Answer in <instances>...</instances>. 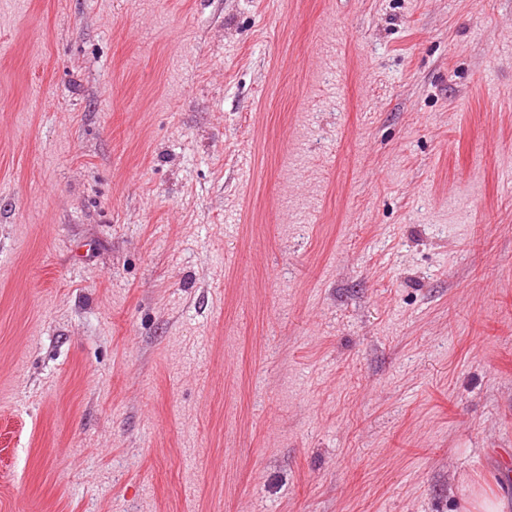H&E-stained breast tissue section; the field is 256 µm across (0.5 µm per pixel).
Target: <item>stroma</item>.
Listing matches in <instances>:
<instances>
[{
  "mask_svg": "<svg viewBox=\"0 0 512 512\" xmlns=\"http://www.w3.org/2000/svg\"><path fill=\"white\" fill-rule=\"evenodd\" d=\"M510 474L512 0H0V512Z\"/></svg>",
  "mask_w": 512,
  "mask_h": 512,
  "instance_id": "obj_1",
  "label": "stroma"
}]
</instances>
